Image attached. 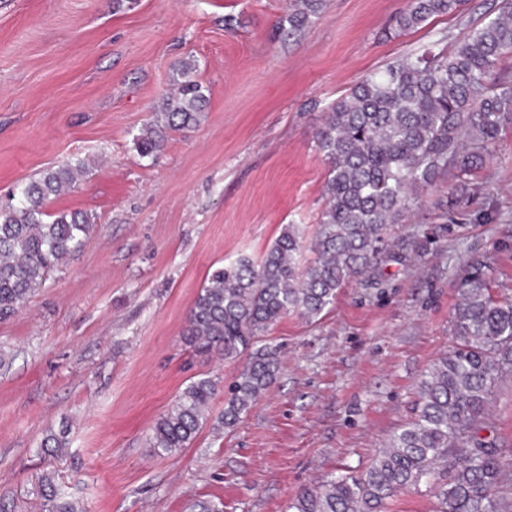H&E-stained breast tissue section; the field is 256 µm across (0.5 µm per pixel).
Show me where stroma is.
Returning <instances> with one entry per match:
<instances>
[{
	"instance_id": "35a3bbf8",
	"label": "stroma",
	"mask_w": 512,
	"mask_h": 512,
	"mask_svg": "<svg viewBox=\"0 0 512 512\" xmlns=\"http://www.w3.org/2000/svg\"><path fill=\"white\" fill-rule=\"evenodd\" d=\"M492 0L400 31L408 0H326L299 36L274 25L288 0H0V201L15 185L84 160L48 213L82 211L95 228L25 309L0 320V502L45 512L36 450L69 427L59 480L85 512H286L331 472L359 471L405 422L416 383L447 351L469 257L512 295V118L460 204L448 180L424 190L390 233L391 255L350 280L315 323L289 315L269 343L276 385L234 431L202 428L174 456L150 446L155 422L193 378L227 389L247 359L183 342L208 273L260 259L283 225L313 237L327 165L314 134L363 76L440 37L456 40ZM207 89L200 125L169 132L154 157L134 138L173 90L180 62ZM491 422L512 454V377Z\"/></svg>"
}]
</instances>
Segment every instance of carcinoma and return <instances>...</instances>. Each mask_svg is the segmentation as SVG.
<instances>
[{
  "label": "carcinoma",
  "instance_id": "obj_1",
  "mask_svg": "<svg viewBox=\"0 0 512 512\" xmlns=\"http://www.w3.org/2000/svg\"><path fill=\"white\" fill-rule=\"evenodd\" d=\"M464 0H409L401 30L460 14ZM325 0H293L277 30L303 31ZM512 53V0L495 17L469 26L454 42L444 36L384 70L356 82L325 113L316 144L327 164L325 203L314 235L315 258L301 266L304 231L284 225L258 261L241 256L214 269L201 286L183 331L196 352L249 361L229 387L212 432L232 431L278 380L280 350L263 342L269 328L296 314L318 320L340 288L374 269L386 254L388 230L419 203L420 191L443 176L465 183L512 115V85L496 73ZM181 64L176 93L134 139L139 154L160 151L168 130L197 126L205 87ZM83 161L46 171L17 185L0 205V319L10 317L44 287L62 262L85 246L94 225L83 212L45 220V203L72 184ZM454 309L452 346L418 379L409 419L361 471H341L289 502L287 512H387L406 491L425 487L433 512H512V457L502 454L490 428V406L501 378L512 375V296L490 286L487 262H467ZM217 382L201 375L183 389L153 427L151 447L170 456L187 447L210 420ZM67 428L49 430L38 452L61 455ZM46 512H83L56 479L41 475Z\"/></svg>",
  "mask_w": 512,
  "mask_h": 512
}]
</instances>
